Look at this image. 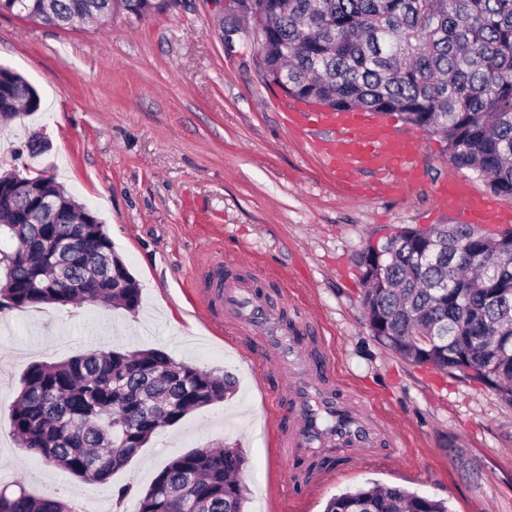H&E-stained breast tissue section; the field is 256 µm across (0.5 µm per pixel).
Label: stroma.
Returning a JSON list of instances; mask_svg holds the SVG:
<instances>
[{"instance_id":"1","label":"stroma","mask_w":512,"mask_h":512,"mask_svg":"<svg viewBox=\"0 0 512 512\" xmlns=\"http://www.w3.org/2000/svg\"><path fill=\"white\" fill-rule=\"evenodd\" d=\"M256 41L226 50L209 0H179L138 25L99 31L0 14V64L38 91L36 116L11 122L0 139L19 147L44 129L52 147L23 156L49 168L103 221L115 252L141 288L136 311L103 305L0 310V484L34 496L111 499L118 487L144 491L174 457L239 445L248 512H281L289 498L324 512L334 495L378 483L446 502L448 512H512V406L494 391L400 359L373 335L357 267L368 242L405 226L454 224L434 203L443 182L489 190L450 165L438 136L390 122L419 139L422 183L403 196L344 194L303 136L283 125L282 94L268 87ZM223 258L241 276L264 272L261 291L286 287L304 318L332 347L335 369L388 422L396 458L338 465L310 493L288 485L275 446L279 411L257 372L225 335L205 325L194 269ZM160 348L175 360L230 373L236 392L160 429L108 483L86 484L18 448L9 404L26 367L93 349Z\"/></svg>"}]
</instances>
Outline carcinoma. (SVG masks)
Wrapping results in <instances>:
<instances>
[{"mask_svg":"<svg viewBox=\"0 0 512 512\" xmlns=\"http://www.w3.org/2000/svg\"><path fill=\"white\" fill-rule=\"evenodd\" d=\"M257 63L290 100L364 109L440 137L448 163L512 200V0H254ZM173 0H0V12L63 28L78 18L105 29L135 25ZM41 109L37 91L0 66V122ZM55 213L38 219L39 196ZM98 216L47 170L0 169V309L102 301L134 311L141 289ZM365 316L403 359L458 372L512 405V229L445 224L435 236L401 227L380 260L358 256ZM234 392L226 374L160 349L90 350L26 369L9 407L22 449L83 483H105L161 427ZM240 448L173 458L134 512H244ZM0 512H77L52 495L0 488ZM324 512H448L400 487L358 488Z\"/></svg>","mask_w":512,"mask_h":512,"instance_id":"carcinoma-1","label":"carcinoma"}]
</instances>
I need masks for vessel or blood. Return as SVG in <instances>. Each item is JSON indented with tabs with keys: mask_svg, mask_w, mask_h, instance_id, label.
I'll return each mask as SVG.
<instances>
[{
	"mask_svg": "<svg viewBox=\"0 0 512 512\" xmlns=\"http://www.w3.org/2000/svg\"><path fill=\"white\" fill-rule=\"evenodd\" d=\"M285 121L296 130L317 124L332 129V137L314 141L323 165L349 192L377 190L400 195L420 181L415 160L420 142L392 132L385 119L362 110L318 112L291 105ZM436 203L457 212L466 224H508L512 206L466 193L460 183L439 186ZM200 294L208 309L212 332L230 328L238 336H254L264 364L280 372L285 383L275 396L288 412L277 424L282 456L298 464L319 448H341L351 456L371 459L390 454L394 443L378 413L368 408L360 389L342 387L331 365V350L319 328L310 333L289 328L285 308L273 306L251 281L224 272L222 260L211 261ZM330 467L290 471V482L318 490L334 480Z\"/></svg>",
	"mask_w": 512,
	"mask_h": 512,
	"instance_id": "b4317fda",
	"label": "vessel or blood"
}]
</instances>
